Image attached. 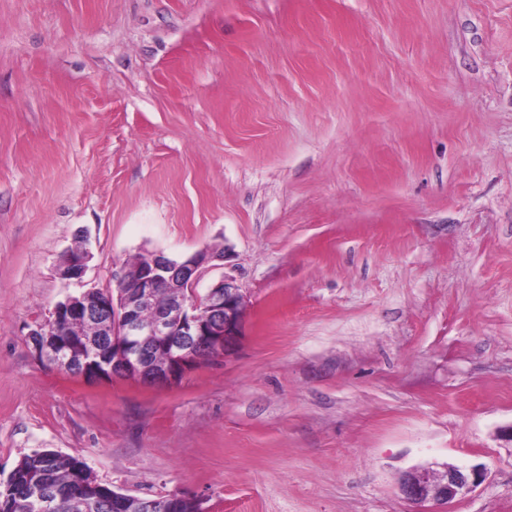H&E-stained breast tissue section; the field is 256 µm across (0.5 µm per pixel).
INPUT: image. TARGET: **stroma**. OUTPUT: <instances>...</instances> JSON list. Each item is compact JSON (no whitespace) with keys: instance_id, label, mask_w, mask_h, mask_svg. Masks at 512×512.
Here are the masks:
<instances>
[{"instance_id":"stroma-1","label":"stroma","mask_w":512,"mask_h":512,"mask_svg":"<svg viewBox=\"0 0 512 512\" xmlns=\"http://www.w3.org/2000/svg\"><path fill=\"white\" fill-rule=\"evenodd\" d=\"M204 248L197 292L248 297L226 356L38 357L67 296ZM509 424L512 0H0V482L48 448L204 512H512ZM444 463L487 475L404 498ZM90 253L86 248L69 250L63 257L61 274L66 279H81L86 272ZM432 467H414L401 476L400 489L409 502L420 506L450 505L480 485L485 476L480 469L468 470L448 463L441 465L439 472Z\"/></svg>"}]
</instances>
